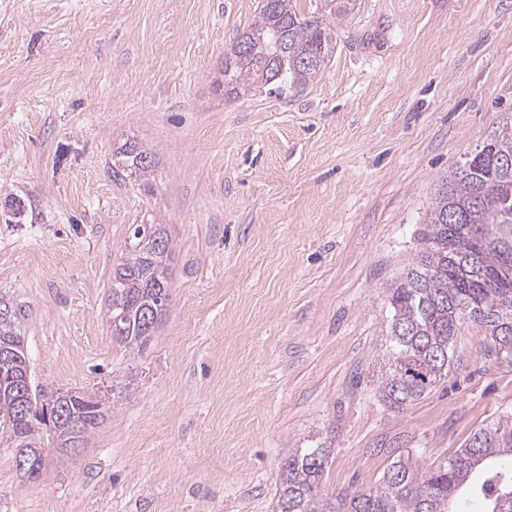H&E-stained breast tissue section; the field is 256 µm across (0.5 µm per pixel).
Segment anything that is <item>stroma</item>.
<instances>
[{
  "label": "stroma",
  "mask_w": 512,
  "mask_h": 512,
  "mask_svg": "<svg viewBox=\"0 0 512 512\" xmlns=\"http://www.w3.org/2000/svg\"><path fill=\"white\" fill-rule=\"evenodd\" d=\"M260 0H0V297L32 386L109 404L39 478L0 440V512H272L289 449L336 428L324 489L392 451L445 462L512 412V365L463 326L461 365L394 412L376 394L385 287L429 203L512 113V0H356L297 89L225 99L224 53ZM148 183L116 182L126 140ZM33 213L10 217L5 202ZM134 224L171 238V297L141 352L106 299ZM149 157L148 161H145ZM151 152L141 149L138 143L125 142L112 159V177L115 181L141 180L155 167Z\"/></svg>",
  "instance_id": "stroma-1"
}]
</instances>
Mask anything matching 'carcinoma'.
<instances>
[{
	"label": "carcinoma",
	"instance_id": "carcinoma-1",
	"mask_svg": "<svg viewBox=\"0 0 512 512\" xmlns=\"http://www.w3.org/2000/svg\"><path fill=\"white\" fill-rule=\"evenodd\" d=\"M355 0H323L324 13H298L293 0H261L257 19L238 35L243 49L231 50L223 70L226 98L235 99L260 80L281 87L309 84L327 67L336 47V22ZM512 113L482 146L467 154L441 181L426 211L416 253L401 277L386 289L387 362L377 380L383 404L400 411L428 395L459 365L458 330L469 323L490 337L488 352L512 364ZM155 167L138 143H124L112 159L116 181L140 180ZM160 244H155V241ZM170 242L155 224L134 227L126 256L112 273L107 298L113 340L126 349L142 348L166 314L170 297ZM152 309L151 325L142 309ZM21 309L0 318V343L19 342ZM14 370L0 358V428L16 447L41 443L45 406L57 394L30 390L33 413L20 416L15 394L5 384ZM74 439L82 444L101 426L105 407L90 395L72 406ZM335 437H319L294 448L280 463L276 512H455L454 500L471 485L474 469L485 466L476 488L485 512H512V415H503L474 432L464 447L433 470L422 471L410 452L392 456L381 478L355 491L322 488Z\"/></svg>",
	"mask_w": 512,
	"mask_h": 512
}]
</instances>
